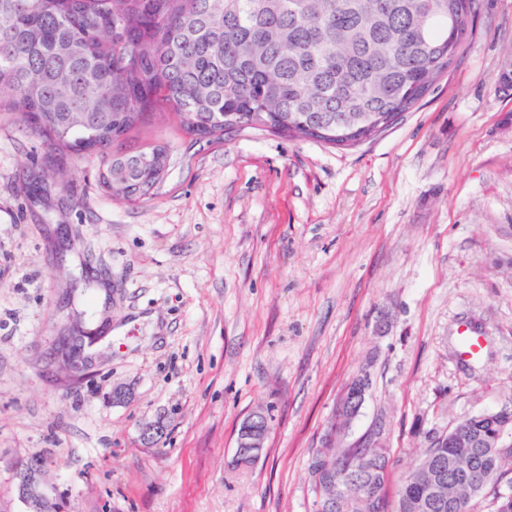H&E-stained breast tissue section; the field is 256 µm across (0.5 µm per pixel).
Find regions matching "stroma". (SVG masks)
<instances>
[{
	"label": "stroma",
	"mask_w": 512,
	"mask_h": 512,
	"mask_svg": "<svg viewBox=\"0 0 512 512\" xmlns=\"http://www.w3.org/2000/svg\"><path fill=\"white\" fill-rule=\"evenodd\" d=\"M511 64L512 0H477L462 59L357 147L154 117L112 146L172 155L134 203L1 110L0 512H28L30 464L51 512H312V453L364 371L336 445L383 425L393 502L432 436L511 406ZM259 408L265 450L232 466Z\"/></svg>",
	"instance_id": "obj_1"
}]
</instances>
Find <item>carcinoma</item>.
Here are the masks:
<instances>
[{
    "mask_svg": "<svg viewBox=\"0 0 512 512\" xmlns=\"http://www.w3.org/2000/svg\"><path fill=\"white\" fill-rule=\"evenodd\" d=\"M475 0H0V89L48 145L104 154L160 102L194 141L244 128L353 147L388 128L459 61ZM157 144L111 155L105 193L151 194ZM512 413L432 437L400 484L397 512H468L512 471ZM378 440L316 449L309 472L336 512H388Z\"/></svg>",
    "mask_w": 512,
    "mask_h": 512,
    "instance_id": "obj_1",
    "label": "carcinoma"
}]
</instances>
